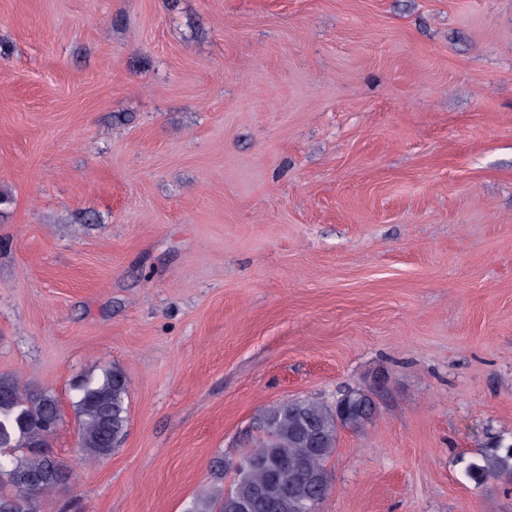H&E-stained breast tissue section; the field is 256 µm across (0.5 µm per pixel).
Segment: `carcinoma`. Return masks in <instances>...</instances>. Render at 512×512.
Here are the masks:
<instances>
[{
  "instance_id": "obj_1",
  "label": "carcinoma",
  "mask_w": 512,
  "mask_h": 512,
  "mask_svg": "<svg viewBox=\"0 0 512 512\" xmlns=\"http://www.w3.org/2000/svg\"><path fill=\"white\" fill-rule=\"evenodd\" d=\"M73 409L79 448L86 458L109 457L123 443L129 426V381L114 366L97 378L75 381ZM375 404L365 392L335 402L316 397L271 405L257 418L259 436L241 453L228 488L201 493L186 512H318L332 487L327 463L342 429L364 431ZM62 421L57 397L48 390H26L0 376V512H41L44 495L62 489L58 478L68 466L49 453L43 424ZM466 475L512 485V444H498L471 462Z\"/></svg>"
}]
</instances>
